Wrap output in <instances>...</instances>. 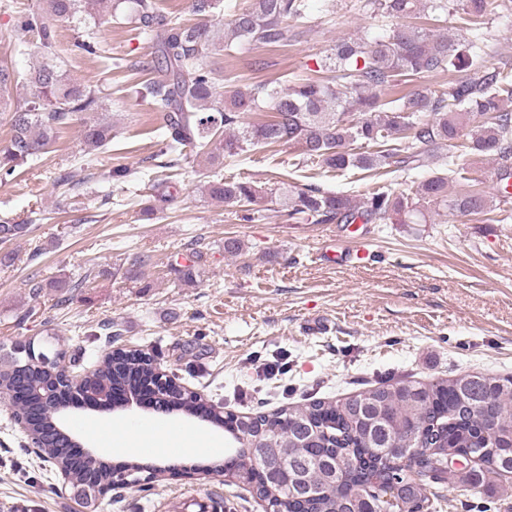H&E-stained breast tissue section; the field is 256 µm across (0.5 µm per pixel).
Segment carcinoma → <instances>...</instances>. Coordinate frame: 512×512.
Returning <instances> with one entry per match:
<instances>
[{
	"mask_svg": "<svg viewBox=\"0 0 512 512\" xmlns=\"http://www.w3.org/2000/svg\"><path fill=\"white\" fill-rule=\"evenodd\" d=\"M451 1L475 31L467 48L446 32L426 29L446 21ZM97 4L109 5L112 16L138 27L157 47L153 77L144 89L164 112L160 155L167 160L161 167H176L196 147H209V161L219 170L205 185V195L241 207L242 220L265 219L270 203L288 219L312 224H425L428 212L440 208L460 216L494 212L491 223L512 220L507 191L512 181V68L488 71L481 63L488 0H368L378 15L397 20L388 34L336 42L319 65L326 77L305 76L286 89L256 83L233 91L227 101L217 92L210 61L217 45L224 43L226 50L235 43L286 45L292 37L288 20L304 17L307 0H252L222 30L215 22L222 0H191L198 17L192 25L163 19L155 0H43L39 9L17 17V32L24 37L18 47L27 48L25 37L32 36L42 49H52L56 25L86 23L83 15ZM70 52L104 54L90 29ZM441 71H466L468 77L446 91L407 87L426 73ZM11 90L16 103L9 113L10 137L0 147L1 183L37 162L82 114L107 110L95 90L49 61L24 74L1 63L0 92ZM82 141L89 158L112 142V126L85 121ZM278 143L297 148L304 161L317 160L335 171L390 174L408 183L401 192L385 183L359 202L312 185L284 186L271 199L254 182L221 173L224 158ZM430 145L448 148L441 167L423 181L409 179L413 164L420 161L419 149ZM463 155L496 162L495 195L463 176L458 163ZM135 174L119 165L103 178L118 186ZM453 182L459 186L454 193L449 191ZM34 223L0 220V245L29 235ZM27 346L37 353L60 352L49 340L31 338L10 348L8 363L0 365V392L20 388L29 393L23 405L27 436L76 483L92 477L110 488L135 484L136 479L115 475L89 455L72 459L68 440L55 431L38 392L47 372L35 365L21 372L14 369L17 362L25 364ZM154 362L138 350L124 353L116 365L105 358L86 384L98 390L123 384L135 391L146 387ZM160 393L161 403L228 427L237 443L229 468L249 473L271 512H437L439 499L423 490L394 503L382 497L393 482H410L416 476L442 481L447 474L442 465L461 449L478 456L479 468L470 477L480 484L493 485L512 470V376L475 373L427 383L399 379L334 403L316 400L225 419L182 386ZM257 435L268 448L284 438L296 441L298 459L320 473H336V483H276L251 456L250 438Z\"/></svg>",
	"mask_w": 512,
	"mask_h": 512,
	"instance_id": "1",
	"label": "carcinoma"
}]
</instances>
